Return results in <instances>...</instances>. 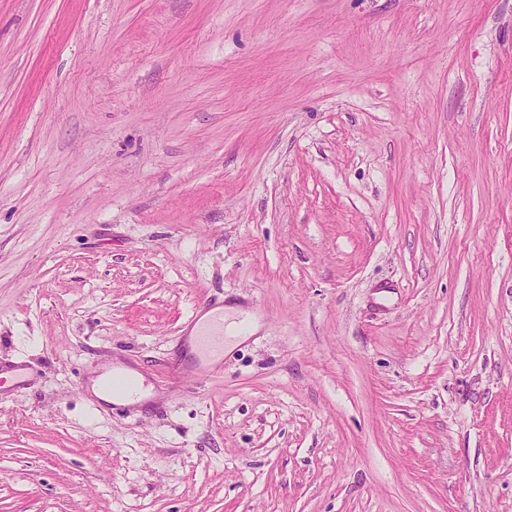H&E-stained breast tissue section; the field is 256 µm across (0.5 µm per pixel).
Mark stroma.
Masks as SVG:
<instances>
[{"label":"stroma","mask_w":512,"mask_h":512,"mask_svg":"<svg viewBox=\"0 0 512 512\" xmlns=\"http://www.w3.org/2000/svg\"><path fill=\"white\" fill-rule=\"evenodd\" d=\"M20 360L0 512H512V0H0ZM220 315L222 318L215 317L200 333L182 336L184 348L193 356L189 369L209 371L216 364H224V310ZM94 386H100L106 394L107 398L101 399V404L110 411H127L131 407L147 405L155 399L148 390V383H142L132 368L123 365H112L88 389L93 390Z\"/></svg>","instance_id":"1"}]
</instances>
